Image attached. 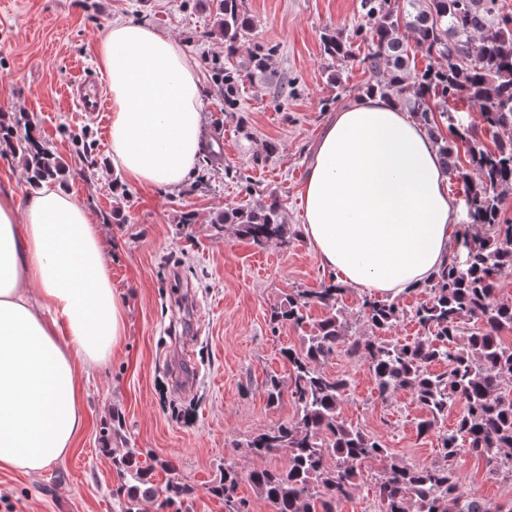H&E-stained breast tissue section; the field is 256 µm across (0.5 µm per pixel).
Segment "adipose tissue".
<instances>
[{
	"label": "adipose tissue",
	"mask_w": 512,
	"mask_h": 512,
	"mask_svg": "<svg viewBox=\"0 0 512 512\" xmlns=\"http://www.w3.org/2000/svg\"><path fill=\"white\" fill-rule=\"evenodd\" d=\"M112 98V162L132 182L180 187L204 145L202 87L181 45L115 23L97 47ZM304 235L342 283L397 298L454 248L459 208L425 129L365 95L336 112L302 190ZM127 334L125 304L87 205L45 183L0 188V468L37 476L85 425L80 370Z\"/></svg>",
	"instance_id": "obj_1"
}]
</instances>
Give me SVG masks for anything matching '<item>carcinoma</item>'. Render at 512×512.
<instances>
[{
	"mask_svg": "<svg viewBox=\"0 0 512 512\" xmlns=\"http://www.w3.org/2000/svg\"><path fill=\"white\" fill-rule=\"evenodd\" d=\"M217 33L226 57L250 39L253 20L243 0H215ZM364 24L352 36L371 45L360 64L369 74L364 93L393 97L411 112L434 140L449 178L466 180L462 198L467 223L448 262L424 285L430 298L412 312L424 335L412 344L382 341L403 312L397 300L368 298L361 317L368 332L352 329L338 308L344 288L334 281L314 291L290 293L274 308L270 322H304L303 310L319 305L329 311L300 350L283 351L291 365V395L297 418L252 437L246 447L257 456L288 455L283 469H263L249 480L275 512H331L336 500L356 487L358 466L378 461L382 472L375 496L380 512H512L493 508L460 489L456 463L463 454L485 461L492 473L512 476V301L497 298L503 272L512 270V222L502 216V200L512 194V12L503 0H362ZM430 58L425 69L410 72L408 40ZM353 40L334 33L322 38V51L334 59L351 57ZM277 48L253 44L247 56L250 73L274 74ZM212 83L224 86V117L241 111V70L211 62ZM476 106L491 144L474 126L458 120V105ZM447 125L453 141L442 136ZM467 146L461 162L456 142ZM22 160L29 184L62 181L65 166L41 140L25 115L0 123V155ZM474 172L468 179L465 168ZM216 230L237 227L256 245L290 244L289 225L275 198L259 205L228 209L210 220ZM367 362L379 396L388 399L408 390L425 410L419 431L427 434L460 403L454 426L441 436L442 462L416 466L391 455L378 438L345 421L340 402L348 386L329 377L320 364L339 345ZM445 363L435 374L430 366ZM119 468L129 480V502L120 512H134L142 496L153 494L151 466H142L138 448L118 450ZM333 465H328V461ZM238 472L224 465V479L211 493L224 500L225 512H247L237 498Z\"/></svg>",
	"mask_w": 512,
	"mask_h": 512,
	"instance_id": "obj_1",
	"label": "carcinoma"
}]
</instances>
